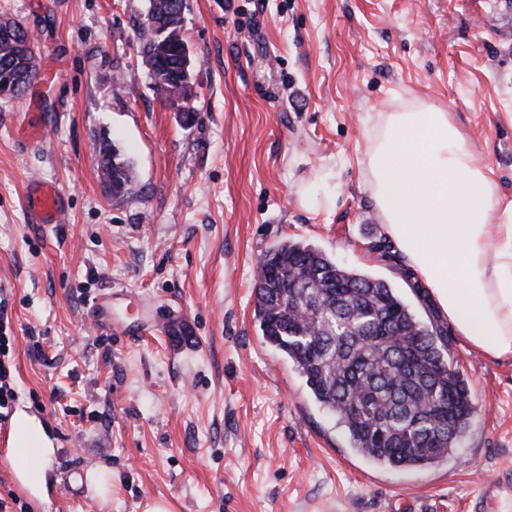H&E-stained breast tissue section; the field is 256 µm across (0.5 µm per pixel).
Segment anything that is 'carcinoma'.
Wrapping results in <instances>:
<instances>
[{
  "mask_svg": "<svg viewBox=\"0 0 512 512\" xmlns=\"http://www.w3.org/2000/svg\"><path fill=\"white\" fill-rule=\"evenodd\" d=\"M173 0L149 4L142 54L161 78L152 24H164ZM31 33L18 21L0 27V82L25 94L37 71ZM99 168L112 199L133 193L131 162L105 141ZM255 317L264 341L305 379L316 402L337 420L352 449L379 465L420 468L448 458L473 413L465 381L447 360L446 333L428 328L389 283L349 269L321 250L283 241L258 262Z\"/></svg>",
  "mask_w": 512,
  "mask_h": 512,
  "instance_id": "carcinoma-1",
  "label": "carcinoma"
}]
</instances>
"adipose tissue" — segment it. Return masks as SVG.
<instances>
[{"label": "adipose tissue", "mask_w": 512, "mask_h": 512, "mask_svg": "<svg viewBox=\"0 0 512 512\" xmlns=\"http://www.w3.org/2000/svg\"><path fill=\"white\" fill-rule=\"evenodd\" d=\"M366 163L384 233L440 313L474 349L512 356V202H501L449 113H387Z\"/></svg>", "instance_id": "1"}]
</instances>
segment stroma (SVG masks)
Here are the masks:
<instances>
[{
	"instance_id": "35a3bbf8",
	"label": "stroma",
	"mask_w": 512,
	"mask_h": 512,
	"mask_svg": "<svg viewBox=\"0 0 512 512\" xmlns=\"http://www.w3.org/2000/svg\"><path fill=\"white\" fill-rule=\"evenodd\" d=\"M147 5L0 0L37 63L22 99H0L9 415L42 424L56 512H512V359L469 347L409 286L366 167L385 113L441 109L512 199V0H187L189 127L143 61ZM104 139L134 165L121 203L99 174ZM34 176L65 191V223H31ZM312 187L329 203L307 204ZM287 240L442 324L475 407L447 462L360 456L264 342L255 266ZM75 466L97 474L88 495L62 488Z\"/></svg>"
}]
</instances>
